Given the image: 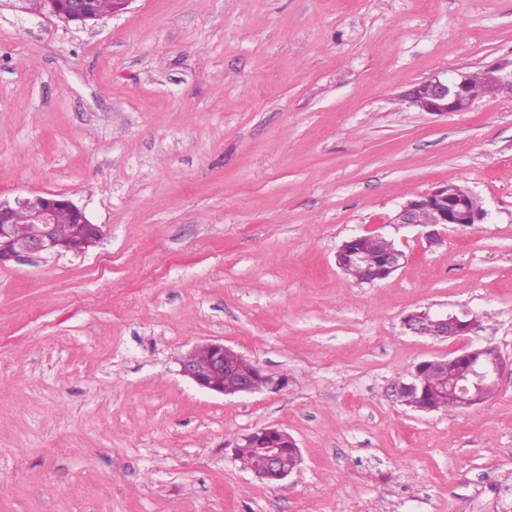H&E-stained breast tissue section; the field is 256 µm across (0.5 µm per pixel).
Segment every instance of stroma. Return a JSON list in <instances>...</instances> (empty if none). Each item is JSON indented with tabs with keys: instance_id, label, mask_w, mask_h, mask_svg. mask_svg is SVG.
I'll list each match as a JSON object with an SVG mask.
<instances>
[{
	"instance_id": "35a3bbf8",
	"label": "stroma",
	"mask_w": 512,
	"mask_h": 512,
	"mask_svg": "<svg viewBox=\"0 0 512 512\" xmlns=\"http://www.w3.org/2000/svg\"><path fill=\"white\" fill-rule=\"evenodd\" d=\"M512 59V0H132L84 26L0 0V199L53 192L103 239L0 267V512H512V99L408 107L412 85ZM453 182L479 224L388 221ZM385 281L337 268L377 227ZM427 307L473 332L407 333ZM218 340L270 383L198 388ZM508 368L467 410L395 383L474 345ZM301 463L235 457L267 426ZM273 437L277 440L268 445L264 452V448L268 442L273 440ZM288 441L293 447H297L294 439L288 435ZM288 441L280 434H271L268 431H260L256 433L253 438L247 440L246 443L239 445L236 449V458L241 462L245 469L251 470V468L257 465L260 456L264 453L259 465L251 472L254 477L260 481L275 480L277 483L283 481L288 477L292 471H285L284 469L294 470L299 464V457L296 454L295 448L288 446ZM280 442L281 448L278 446ZM280 464H279V457Z\"/></svg>"
}]
</instances>
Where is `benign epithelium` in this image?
Listing matches in <instances>:
<instances>
[{"label":"benign epithelium","mask_w":512,"mask_h":512,"mask_svg":"<svg viewBox=\"0 0 512 512\" xmlns=\"http://www.w3.org/2000/svg\"><path fill=\"white\" fill-rule=\"evenodd\" d=\"M86 8L87 0H68L65 10H55L53 15H60L67 21L81 22ZM484 75L482 95L512 98V60L484 70ZM406 98L410 106L437 116L466 112L475 102L470 72L462 70L422 80L408 90ZM61 207L70 210L73 224L76 225L69 240L59 235L55 222L56 213ZM20 213L26 214L28 218L26 230L22 234L16 232V219ZM484 218L485 211L468 189L447 182L401 204L389 223L398 229L420 227L427 243L435 246L441 244L448 227L471 226ZM102 234V228L89 220L83 208L61 194L44 193L0 200V266L23 254L79 255L97 243ZM384 238L385 234L378 228L349 237L336 252V265L342 266L343 255L355 248L363 263L360 282L374 283L377 268L370 262L371 250ZM402 324L412 334L445 339L470 333L474 319L466 314L459 316L426 309L407 314ZM504 368L505 361L501 357L489 364L471 362L463 383L454 388L452 408L468 409L475 406L468 396L469 385H478L488 379L496 384ZM180 373L197 387L223 396L253 393L260 389L261 380L264 379L258 367H248V359L244 355L221 341L196 345L180 360ZM226 374L237 376L236 384L230 389L224 388ZM280 455L278 442L269 444L261 462L252 470L254 477L263 482L274 480L279 483L285 480L291 471L281 469Z\"/></svg>","instance_id":"benign-epithelium-1"}]
</instances>
